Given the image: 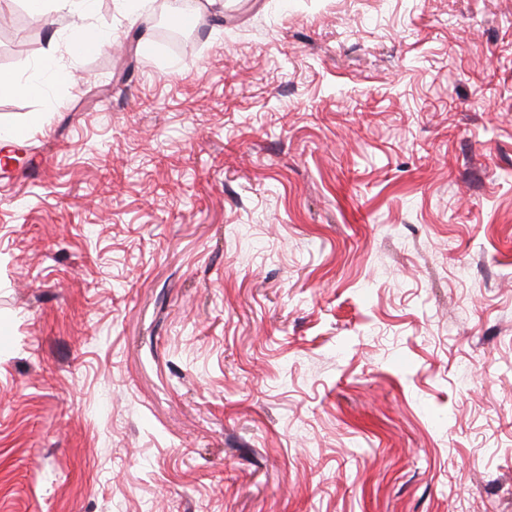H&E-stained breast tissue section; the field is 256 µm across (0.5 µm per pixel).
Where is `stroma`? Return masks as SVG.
Returning a JSON list of instances; mask_svg holds the SVG:
<instances>
[{
  "instance_id": "obj_1",
  "label": "stroma",
  "mask_w": 512,
  "mask_h": 512,
  "mask_svg": "<svg viewBox=\"0 0 512 512\" xmlns=\"http://www.w3.org/2000/svg\"><path fill=\"white\" fill-rule=\"evenodd\" d=\"M191 11L0 0V512H512V0Z\"/></svg>"
}]
</instances>
